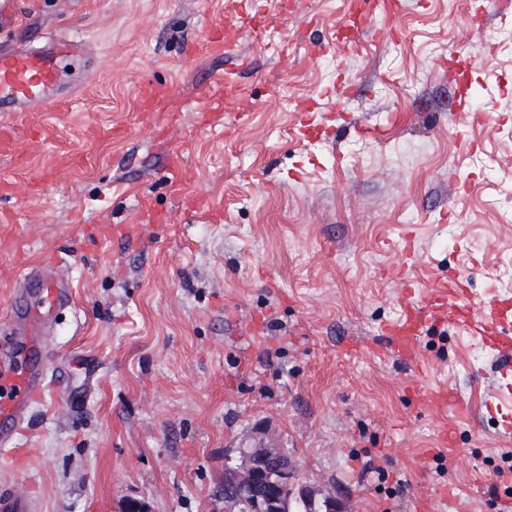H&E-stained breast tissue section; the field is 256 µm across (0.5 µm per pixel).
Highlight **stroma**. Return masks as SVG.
<instances>
[{
    "mask_svg": "<svg viewBox=\"0 0 512 512\" xmlns=\"http://www.w3.org/2000/svg\"><path fill=\"white\" fill-rule=\"evenodd\" d=\"M350 17V0H16L0 43L70 34L84 67L52 105L0 112V325L22 267L55 251L74 300L50 332L70 387L34 411L22 460L0 454V487L41 512H227L225 459L261 427L349 512L512 498L498 350L448 321L414 363L381 340L407 284L512 298V0H406L343 48ZM220 72L240 92L204 125ZM155 88L173 111L145 110ZM304 103L330 133L304 135ZM445 386L464 410L416 397Z\"/></svg>",
    "mask_w": 512,
    "mask_h": 512,
    "instance_id": "1",
    "label": "stroma"
}]
</instances>
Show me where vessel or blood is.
I'll use <instances>...</instances> for the list:
<instances>
[{
    "label": "vessel or blood",
    "mask_w": 512,
    "mask_h": 512,
    "mask_svg": "<svg viewBox=\"0 0 512 512\" xmlns=\"http://www.w3.org/2000/svg\"><path fill=\"white\" fill-rule=\"evenodd\" d=\"M80 49L78 39L59 36L48 48H0V112L44 106L64 81L65 61ZM26 287L11 295L9 328L0 330V444L12 441L19 427L48 392L61 387L62 371L51 368L47 331L72 302L71 293L43 273L30 270ZM462 285L435 289L422 306L407 305L403 319L388 326L389 349L413 360L416 341L429 321L451 320L469 327L501 354V379L512 376V338L502 332L512 323V301L491 297L472 308L462 304ZM38 500L26 493L0 492V512H38Z\"/></svg>",
    "instance_id": "obj_1"
}]
</instances>
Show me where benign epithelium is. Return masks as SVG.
<instances>
[{
	"instance_id": "obj_1",
	"label": "benign epithelium",
	"mask_w": 512,
	"mask_h": 512,
	"mask_svg": "<svg viewBox=\"0 0 512 512\" xmlns=\"http://www.w3.org/2000/svg\"><path fill=\"white\" fill-rule=\"evenodd\" d=\"M277 489L298 491L319 505L322 512H348L336 494H321L300 482L294 462L281 449L265 444L262 439L238 449L237 456L224 465V493L251 491L257 512H288V500L276 495Z\"/></svg>"
}]
</instances>
